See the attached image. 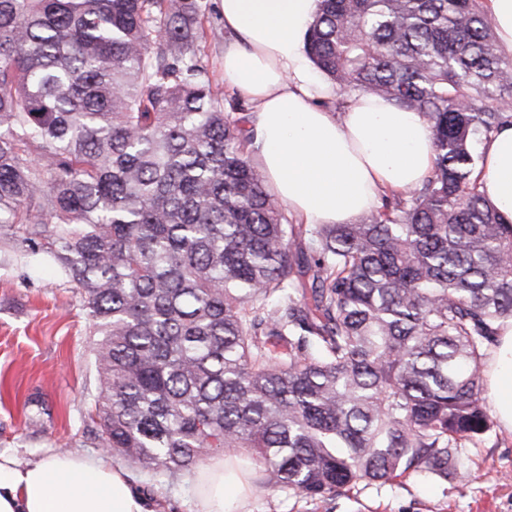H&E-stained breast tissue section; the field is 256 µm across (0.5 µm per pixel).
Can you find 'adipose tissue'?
Listing matches in <instances>:
<instances>
[{
    "label": "adipose tissue",
    "mask_w": 512,
    "mask_h": 512,
    "mask_svg": "<svg viewBox=\"0 0 512 512\" xmlns=\"http://www.w3.org/2000/svg\"><path fill=\"white\" fill-rule=\"evenodd\" d=\"M224 77L250 105L252 158L279 200L305 224H346L382 194L419 185L433 138L416 114L359 94L343 111L336 89L312 75L304 51L318 0H221ZM483 192L512 221V126L482 147ZM492 410L512 431V323L487 360ZM195 512H241L254 493L249 470L215 457L193 475ZM0 512H151L130 474L107 453H53L19 464L0 452Z\"/></svg>",
    "instance_id": "1"
}]
</instances>
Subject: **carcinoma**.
<instances>
[{"mask_svg":"<svg viewBox=\"0 0 512 512\" xmlns=\"http://www.w3.org/2000/svg\"><path fill=\"white\" fill-rule=\"evenodd\" d=\"M202 12L0 0V236L83 301L101 447L172 480L228 453L310 497L457 477L512 321V223L475 154L512 124V60L483 0H320L313 64L433 137L429 176L354 224L288 217L201 57Z\"/></svg>","mask_w":512,"mask_h":512,"instance_id":"cac0c4a2","label":"carcinoma"}]
</instances>
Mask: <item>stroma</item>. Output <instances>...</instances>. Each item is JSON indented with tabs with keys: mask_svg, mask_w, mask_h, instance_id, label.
Segmentation results:
<instances>
[{
	"mask_svg": "<svg viewBox=\"0 0 512 512\" xmlns=\"http://www.w3.org/2000/svg\"><path fill=\"white\" fill-rule=\"evenodd\" d=\"M95 338L78 293L46 257L0 247V451L26 463L48 452H100L84 421L98 392ZM458 477L409 472L311 498L259 488L250 512H512V432L494 426L459 449ZM154 512H194L189 477H138Z\"/></svg>",
	"mask_w": 512,
	"mask_h": 512,
	"instance_id": "1",
	"label": "stroma"
}]
</instances>
